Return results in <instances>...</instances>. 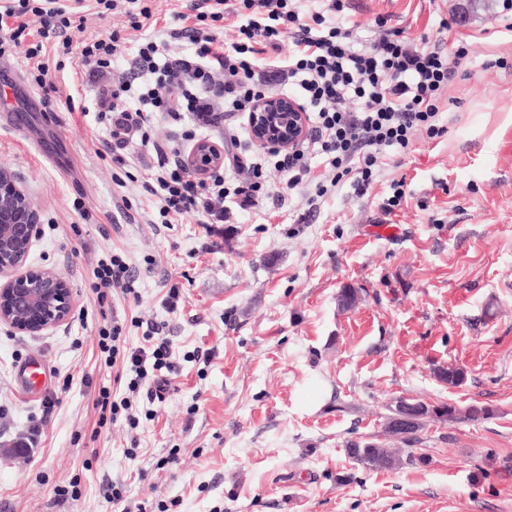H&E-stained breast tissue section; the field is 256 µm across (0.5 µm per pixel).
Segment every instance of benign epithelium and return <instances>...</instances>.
Returning a JSON list of instances; mask_svg holds the SVG:
<instances>
[{"instance_id":"obj_1","label":"benign epithelium","mask_w":512,"mask_h":512,"mask_svg":"<svg viewBox=\"0 0 512 512\" xmlns=\"http://www.w3.org/2000/svg\"><path fill=\"white\" fill-rule=\"evenodd\" d=\"M255 143L269 149L292 148L307 132L306 113L287 96L257 101L249 117ZM224 161V151L209 142L192 150L187 165L209 171ZM40 216L13 173L0 167V324L36 336L67 321L75 298L57 272L26 266Z\"/></svg>"}]
</instances>
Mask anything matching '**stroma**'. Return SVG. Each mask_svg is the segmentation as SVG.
Returning <instances> with one entry per match:
<instances>
[{
  "instance_id": "35a3bbf8",
  "label": "stroma",
  "mask_w": 512,
  "mask_h": 512,
  "mask_svg": "<svg viewBox=\"0 0 512 512\" xmlns=\"http://www.w3.org/2000/svg\"><path fill=\"white\" fill-rule=\"evenodd\" d=\"M151 9L136 32L87 0L68 34L77 43L119 29L132 43L167 40L171 56L189 52V39L166 37L184 0ZM378 17L417 50L433 47L444 20L468 34L438 101L446 134L420 131L406 153L386 152L361 196L342 184L319 197L308 185L282 203L284 178L266 169L254 208L225 204L223 223L208 226L192 215L160 223L139 143L133 164L112 161L100 92L137 78L135 50L77 83L47 54V93L23 51L12 55L16 74L0 83L13 96L0 110L33 106L20 126H0V166L40 214L30 264L61 274L76 306L38 336L0 324V512H121L105 500L115 483L126 505L168 512H512V13L503 0H347L340 20L363 46L386 29ZM399 179L405 195L385 211ZM113 254L135 269L137 293L116 283L100 302L92 272ZM175 286L185 301L171 313L163 300ZM344 288L358 293L349 309L337 301ZM114 322L130 347L141 323L159 325L178 366L163 399L130 395L135 429L96 425L100 389H124L98 358L99 331ZM33 361L47 387L25 402L17 375ZM448 365L464 370L461 386L435 376ZM399 397L477 401L496 414L430 424L410 447L389 439L400 465L365 469L345 445L382 436ZM32 424L41 443L20 450ZM173 451L178 464L159 468ZM73 481L76 493L57 496Z\"/></svg>"
}]
</instances>
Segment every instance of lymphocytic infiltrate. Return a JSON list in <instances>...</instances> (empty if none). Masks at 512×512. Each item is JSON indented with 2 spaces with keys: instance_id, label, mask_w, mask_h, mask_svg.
<instances>
[{
  "instance_id": "f902f5d3",
  "label": "lymphocytic infiltrate",
  "mask_w": 512,
  "mask_h": 512,
  "mask_svg": "<svg viewBox=\"0 0 512 512\" xmlns=\"http://www.w3.org/2000/svg\"><path fill=\"white\" fill-rule=\"evenodd\" d=\"M83 0H0V57L24 48L35 61L34 81L45 86L47 68L41 60L45 45L73 57L77 69L104 72L119 57L126 41L120 31L73 45L66 32L80 14ZM344 0H321L319 8L302 7L292 0H190L187 12L173 16L175 26L168 35L190 39L193 49L178 57H164L163 45L142 39L135 62L145 75L140 85L113 87L102 99L98 118L112 128V160L126 166L124 155L130 134H137L142 147L151 149L157 167L148 171L145 186L159 201L162 217L194 214L203 224L224 220V202L235 199L240 207L252 206L264 191L261 181L267 163L284 175L285 193H293L315 179L312 158H320L332 174L331 185L348 182L357 194H365L376 179L384 148L406 152L415 132L442 137L438 98L453 76L448 56L438 50H413L399 32L388 30L384 18H375L384 34L377 41L357 47L351 31L339 25L336 16ZM42 18L38 33H30L26 14ZM196 27L186 28V17ZM236 17L234 38L216 49L213 35L201 29ZM293 47L285 64L286 76L298 81L304 102L312 114V133L290 150L275 153L258 146L227 154L223 163L202 177H194L177 159L178 144H160L151 136L154 120L182 124L181 142L194 140V129L185 127V116L220 126L225 113L250 114L266 95V85L283 74L272 71L258 75L264 54L278 51L284 39ZM166 95H159V88ZM359 101V111L347 108ZM235 168L251 170L249 183H233ZM101 353L109 365H120L130 392H145L148 400L167 391L169 374L176 366L169 341L159 328L148 325L140 345L126 346L123 327L113 324L102 330Z\"/></svg>"
}]
</instances>
